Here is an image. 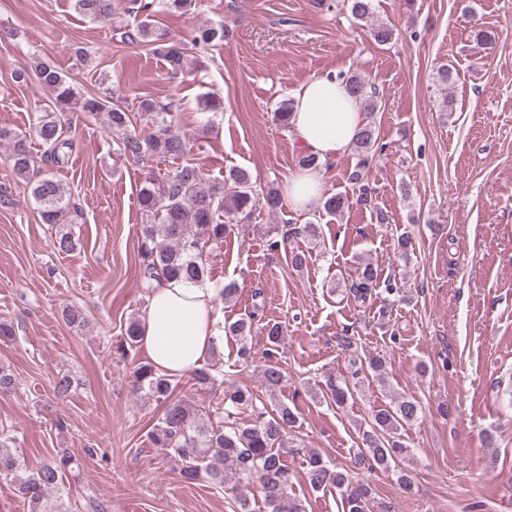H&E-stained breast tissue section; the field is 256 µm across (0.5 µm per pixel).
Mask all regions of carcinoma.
<instances>
[{
	"label": "carcinoma",
	"mask_w": 512,
	"mask_h": 512,
	"mask_svg": "<svg viewBox=\"0 0 512 512\" xmlns=\"http://www.w3.org/2000/svg\"><path fill=\"white\" fill-rule=\"evenodd\" d=\"M75 9L94 22L112 18L114 0H73ZM128 12L133 21L124 27L122 41L144 44L162 57L169 70L184 71L188 54H198L213 42L224 40L229 30L220 26L197 29L190 38L172 40L156 27L159 13L191 10L195 0H131ZM352 17L371 21L373 0H348ZM36 80L48 90L47 102L41 105L35 133L44 151L35 158L27 149L26 137L8 129H0V141L10 144L12 168L18 179L29 189L41 220L56 226L55 250L69 253L76 241L68 225L80 216L78 204L69 189L51 172V167L68 162L74 142L69 136L78 113L106 114L109 129L118 138L119 156L136 164L155 158H182L184 162L167 174L161 182L150 178L139 191L138 203L145 219L139 245L141 282L145 294L164 279L201 283L209 276L208 258L222 246L230 226L249 218L256 205L262 203L272 212L283 209L278 190L269 188L257 192L251 173L240 167L232 168L222 184H205L200 168L187 159L190 151L187 133L174 117L175 101L160 98L135 99L127 102L115 99L112 93L85 96L77 86L55 67L36 62L15 72L14 81ZM343 81L364 112L372 115L376 109L373 96L368 94L365 80L353 73ZM138 112L151 123L152 132H139L133 126L131 114ZM357 162L348 180L353 185L354 204L375 212L378 223L387 217L375 203V189L368 179L369 158L383 150L375 137V127L369 119L353 141ZM349 205V198L340 194L325 198L323 209L339 215ZM384 284L392 293L391 279L381 280L378 269L366 263L349 285L355 299L366 302L373 288ZM257 313L254 311L227 326L238 345V357L246 363L252 358L250 338ZM269 348L266 352L263 377L265 387L276 390L284 381L283 371L276 361L283 336L282 326H263ZM140 320L129 318L123 330L124 351L137 347ZM351 377L354 381L325 376V394L336 406L343 407L355 399L358 380L371 378L386 384L385 362L377 356L352 358ZM134 391L163 404L160 421L151 431L152 444L165 450L177 466L183 482L200 481L222 488L228 480L239 485L259 484L267 512H306L301 498L292 490V475L283 460V450L290 447L304 452L305 476L311 490L327 488L345 490L343 512H394L388 502L375 500L371 484L355 481L351 471L326 458L315 448L290 445L288 429L297 424V416L284 402L268 405L250 388L235 382H224V398L213 419L203 423V406L176 395L178 382L159 375L151 364L136 368ZM422 418V406L413 397H401L375 407L368 418L357 425L361 446L356 449L355 465L381 469L396 476L405 490L411 489V479L399 463L410 455L401 440V430ZM6 440L0 439V478L10 482L27 505L28 512H72L62 491L64 478L72 470L75 459L70 452H60L55 460L34 472L13 453L3 450Z\"/></svg>",
	"instance_id": "obj_1"
}]
</instances>
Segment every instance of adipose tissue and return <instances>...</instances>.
<instances>
[{
  "instance_id": "ef3b65f1",
  "label": "adipose tissue",
  "mask_w": 512,
  "mask_h": 512,
  "mask_svg": "<svg viewBox=\"0 0 512 512\" xmlns=\"http://www.w3.org/2000/svg\"><path fill=\"white\" fill-rule=\"evenodd\" d=\"M290 133L299 151L319 161L347 153L364 118L361 104L342 80L314 75L292 95ZM284 193L289 205L306 210L325 193L321 169H301L289 177ZM218 293L203 284L176 279L153 288L141 315V345L154 369L171 378H185L201 368L219 343Z\"/></svg>"
}]
</instances>
